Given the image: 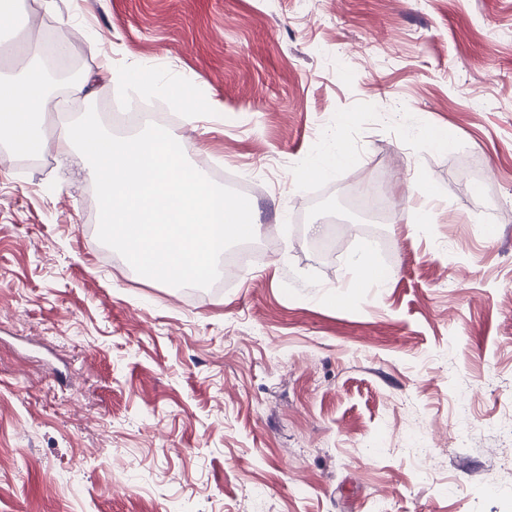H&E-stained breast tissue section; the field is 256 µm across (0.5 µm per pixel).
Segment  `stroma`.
Instances as JSON below:
<instances>
[{
    "label": "stroma",
    "mask_w": 512,
    "mask_h": 512,
    "mask_svg": "<svg viewBox=\"0 0 512 512\" xmlns=\"http://www.w3.org/2000/svg\"><path fill=\"white\" fill-rule=\"evenodd\" d=\"M48 34L91 91L63 119L106 62L216 102L186 157L264 172L274 236L170 288L99 241L77 150L0 159V512H512V0H55L0 77ZM329 119L351 161L318 176Z\"/></svg>",
    "instance_id": "obj_1"
}]
</instances>
